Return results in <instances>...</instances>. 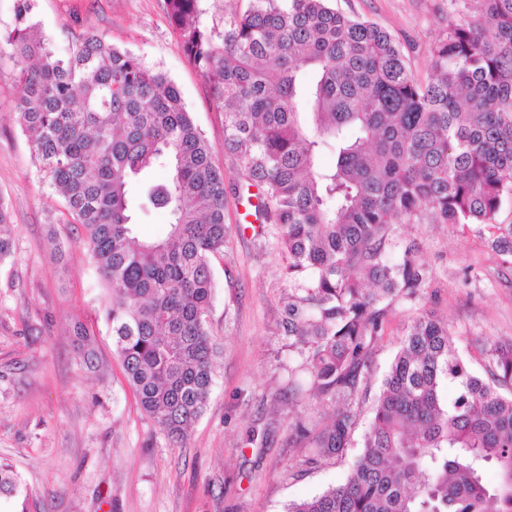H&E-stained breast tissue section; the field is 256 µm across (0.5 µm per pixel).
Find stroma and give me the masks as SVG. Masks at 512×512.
Returning <instances> with one entry per match:
<instances>
[{
	"label": "stroma",
	"mask_w": 512,
	"mask_h": 512,
	"mask_svg": "<svg viewBox=\"0 0 512 512\" xmlns=\"http://www.w3.org/2000/svg\"><path fill=\"white\" fill-rule=\"evenodd\" d=\"M341 12L379 25L400 43L412 72L432 74L431 48L467 0H333ZM32 20L56 50L79 34L103 37L168 74L224 173V256L214 262L209 329L221 354L207 409L173 443L139 407L99 315L104 293L76 224L60 223V198L40 179L15 110L17 71L0 64V201L10 214L13 258L0 264V460L21 475L37 512H286L289 503L344 482L361 450L381 380L411 322L426 313L447 321L476 372L491 347L512 345V264L479 224H399L397 240L418 244L429 278L421 297L395 299L378 341L372 383L359 402L344 455L304 466L294 424L321 421L327 401L302 386L288 396L284 311L295 284L274 225L250 229V194L224 149V116L186 61L164 0H35ZM132 189L136 232L158 236L167 209L144 206ZM67 243L58 254L56 243ZM85 323L103 361L85 367L73 322Z\"/></svg>",
	"instance_id": "35a3bbf8"
}]
</instances>
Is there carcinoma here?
<instances>
[{
  "instance_id": "cac0c4a2",
  "label": "carcinoma",
  "mask_w": 512,
  "mask_h": 512,
  "mask_svg": "<svg viewBox=\"0 0 512 512\" xmlns=\"http://www.w3.org/2000/svg\"><path fill=\"white\" fill-rule=\"evenodd\" d=\"M164 2L224 114V149L257 188L256 211L278 226L297 283L288 348L315 395L342 402L322 425L295 423L313 466L350 447L388 307L426 286L416 245L391 258L395 225H487L491 247L512 257V224L494 223L512 199V0H473L478 10L432 46L426 82L389 33L330 0H250L220 30L200 21L204 0ZM32 11L33 0H15L9 51L0 49L18 70L19 122L64 222L83 226L113 353L140 408L180 441L214 383L207 315L228 234L224 174L164 72L93 34L60 53L34 34ZM324 147L335 166L319 165ZM157 168L168 178L147 199L171 221L163 237L144 239L129 187ZM7 219L0 203V262L14 250ZM73 333L85 366L99 369L90 332L77 323ZM491 352L484 378L447 323L418 316L347 480L288 512H512V395L500 393L512 387V348ZM2 497L20 512L33 499L3 463Z\"/></svg>"
}]
</instances>
